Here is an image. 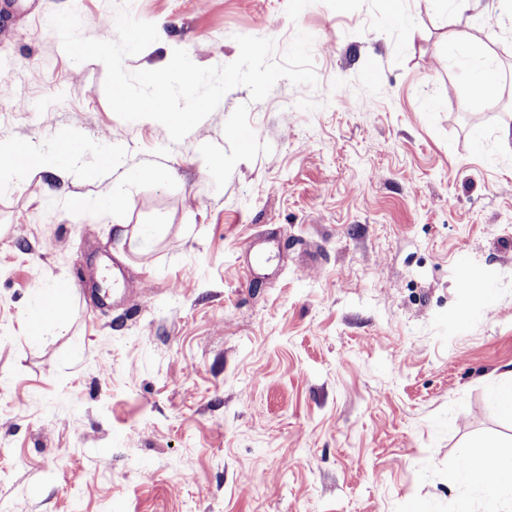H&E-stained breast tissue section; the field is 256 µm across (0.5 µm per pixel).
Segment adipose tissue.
Wrapping results in <instances>:
<instances>
[{"label":"adipose tissue","mask_w":512,"mask_h":512,"mask_svg":"<svg viewBox=\"0 0 512 512\" xmlns=\"http://www.w3.org/2000/svg\"><path fill=\"white\" fill-rule=\"evenodd\" d=\"M455 50L468 65L463 87L470 92L473 105H482L495 77L493 60L483 53L470 51L464 43L456 44ZM67 166L62 152L24 154L13 140L0 139V184L43 173H59ZM65 307L59 288L53 286L44 290L25 318L29 337L37 338L47 325L61 321ZM456 471L468 484L484 489L485 512H503L504 504L512 503V460L504 456L499 444L483 443L476 452L462 450Z\"/></svg>","instance_id":"obj_1"}]
</instances>
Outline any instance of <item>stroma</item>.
<instances>
[{"mask_svg":"<svg viewBox=\"0 0 512 512\" xmlns=\"http://www.w3.org/2000/svg\"><path fill=\"white\" fill-rule=\"evenodd\" d=\"M123 4L159 35L128 71L177 48L226 65L239 35L279 61L301 30L318 84L235 88L171 142L49 26L71 7L96 39ZM458 38L508 79L478 108ZM505 126L500 0H0V138L77 142L68 176L0 189V512H482L455 463L512 455L488 400L512 380ZM116 183L121 208L67 206ZM77 277L64 320L24 336L50 279Z\"/></svg>","mask_w":512,"mask_h":512,"instance_id":"35a3bbf8","label":"stroma"}]
</instances>
